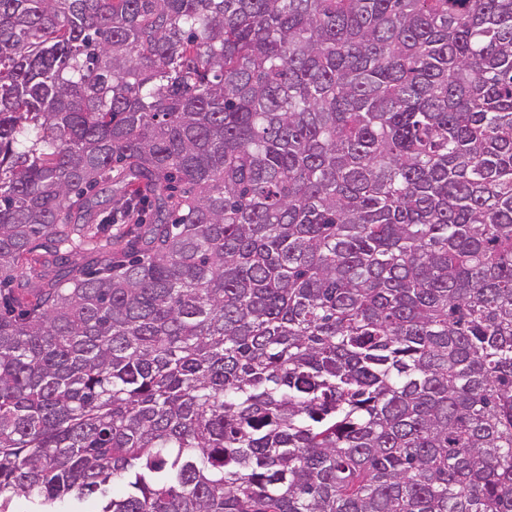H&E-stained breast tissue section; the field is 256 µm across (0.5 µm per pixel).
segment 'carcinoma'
I'll return each instance as SVG.
<instances>
[{"label":"carcinoma","mask_w":512,"mask_h":512,"mask_svg":"<svg viewBox=\"0 0 512 512\" xmlns=\"http://www.w3.org/2000/svg\"><path fill=\"white\" fill-rule=\"evenodd\" d=\"M16 280L0 512H512V0H0Z\"/></svg>","instance_id":"1"}]
</instances>
